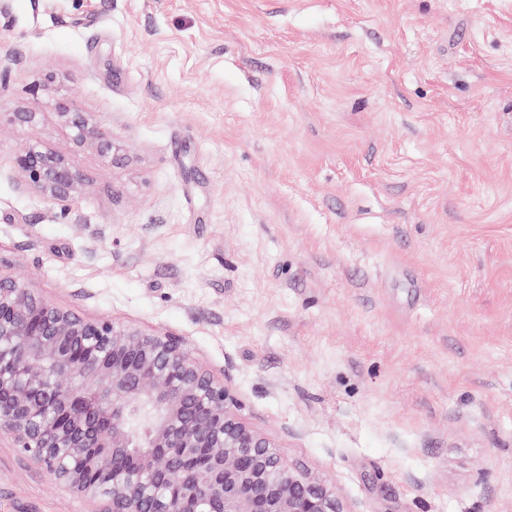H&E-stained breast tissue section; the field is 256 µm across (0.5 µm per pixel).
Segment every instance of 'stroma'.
Wrapping results in <instances>:
<instances>
[{
    "label": "stroma",
    "mask_w": 512,
    "mask_h": 512,
    "mask_svg": "<svg viewBox=\"0 0 512 512\" xmlns=\"http://www.w3.org/2000/svg\"><path fill=\"white\" fill-rule=\"evenodd\" d=\"M0 105V272L180 338L347 512H512V0H0ZM97 508L0 437V512ZM62 121L76 130V144L90 146L107 156L112 151V143L101 127L90 124L76 105L65 106L59 112ZM23 184L54 201L73 200L82 191V178L63 153L28 146L15 159Z\"/></svg>",
    "instance_id": "35a3bbf8"
}]
</instances>
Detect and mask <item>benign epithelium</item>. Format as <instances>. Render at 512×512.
<instances>
[{"instance_id": "obj_1", "label": "benign epithelium", "mask_w": 512, "mask_h": 512, "mask_svg": "<svg viewBox=\"0 0 512 512\" xmlns=\"http://www.w3.org/2000/svg\"><path fill=\"white\" fill-rule=\"evenodd\" d=\"M30 116L0 109V125ZM59 116L77 145L112 151L77 106ZM15 164L26 187L54 201L82 191L60 152L29 146ZM141 422L146 450L134 452ZM2 433L59 484L97 499V512H346L334 488L238 416L224 380L180 339L86 319L0 273Z\"/></svg>"}]
</instances>
